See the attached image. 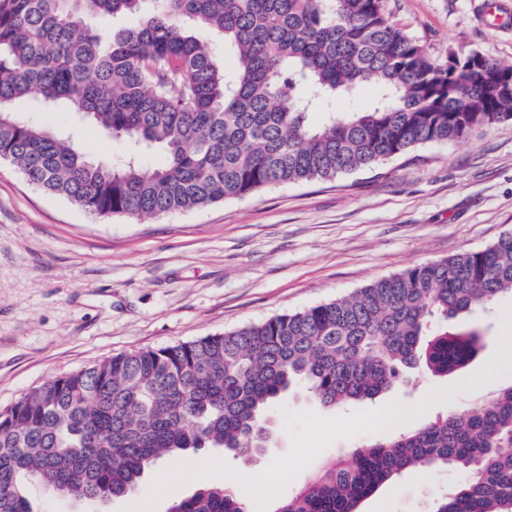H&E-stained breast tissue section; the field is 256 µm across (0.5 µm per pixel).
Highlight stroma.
<instances>
[{
  "instance_id": "obj_1",
  "label": "stroma",
  "mask_w": 512,
  "mask_h": 512,
  "mask_svg": "<svg viewBox=\"0 0 512 512\" xmlns=\"http://www.w3.org/2000/svg\"><path fill=\"white\" fill-rule=\"evenodd\" d=\"M392 20L440 61L472 51L512 62V0H387ZM18 115L73 135L94 157L125 153L81 114L17 102ZM512 231V121L428 143L330 180L148 218L103 217L32 185L0 160V408L115 354L232 331L334 301L410 267L476 251ZM479 356L461 373H417L372 401L324 407L297 388L272 405V437L249 461L206 459L268 476L274 495L422 417L470 408L512 386V295H500ZM194 453L147 469L128 497L80 502L33 488L34 512H168L213 483ZM454 471L388 485L360 512H425Z\"/></svg>"
}]
</instances>
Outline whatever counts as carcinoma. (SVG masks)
Returning <instances> with one entry per match:
<instances>
[{"label": "carcinoma", "mask_w": 512, "mask_h": 512, "mask_svg": "<svg viewBox=\"0 0 512 512\" xmlns=\"http://www.w3.org/2000/svg\"><path fill=\"white\" fill-rule=\"evenodd\" d=\"M218 38L236 59L215 57ZM433 59L386 0H0V160L101 216L148 217L330 179L424 143L460 142L512 120V63ZM373 87L372 105L311 118ZM64 106L125 142L89 156L20 118ZM166 153L145 171L141 155ZM512 294V233L354 294L238 330L119 353L0 409V512H33L27 484L76 500L131 493L183 451L248 459L271 437L267 407L302 382L324 407L372 401L423 369L458 373L486 332L446 323ZM465 479L427 512H512V386L409 433L356 448L274 512H358L423 471ZM169 512H247L205 484Z\"/></svg>", "instance_id": "cac0c4a2"}]
</instances>
